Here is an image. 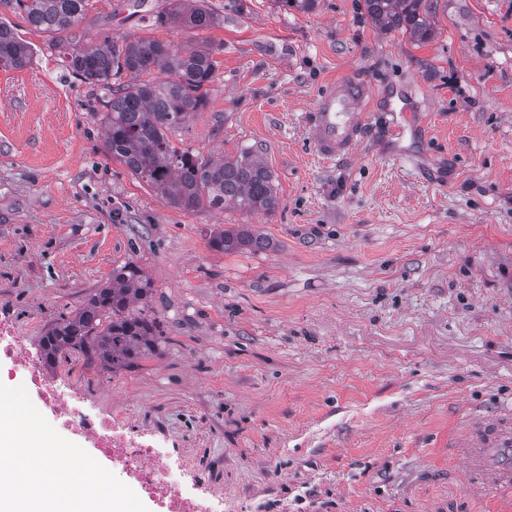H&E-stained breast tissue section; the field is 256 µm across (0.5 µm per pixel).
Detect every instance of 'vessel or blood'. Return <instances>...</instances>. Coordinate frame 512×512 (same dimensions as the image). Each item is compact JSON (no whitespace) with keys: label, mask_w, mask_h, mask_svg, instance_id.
<instances>
[{"label":"vessel or blood","mask_w":512,"mask_h":512,"mask_svg":"<svg viewBox=\"0 0 512 512\" xmlns=\"http://www.w3.org/2000/svg\"><path fill=\"white\" fill-rule=\"evenodd\" d=\"M367 96L364 85L344 83L317 98L309 126L312 144L321 159L333 162L352 153L362 131V116L357 108ZM467 443L481 452L496 449L498 475L503 482L512 481V426L487 422L470 433Z\"/></svg>","instance_id":"b4317fda"}]
</instances>
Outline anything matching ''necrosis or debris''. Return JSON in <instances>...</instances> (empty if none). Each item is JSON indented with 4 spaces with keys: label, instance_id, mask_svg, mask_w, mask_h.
<instances>
[{
    "label": "necrosis or debris",
    "instance_id": "necrosis-or-debris-1",
    "mask_svg": "<svg viewBox=\"0 0 512 512\" xmlns=\"http://www.w3.org/2000/svg\"><path fill=\"white\" fill-rule=\"evenodd\" d=\"M19 382L55 420L85 441L136 483L139 494L157 512H218L224 497L216 490L187 491L182 475L170 464L156 441L132 432L123 421L89 409L84 400L62 390L38 360L26 355L21 339L0 325V380Z\"/></svg>",
    "mask_w": 512,
    "mask_h": 512
}]
</instances>
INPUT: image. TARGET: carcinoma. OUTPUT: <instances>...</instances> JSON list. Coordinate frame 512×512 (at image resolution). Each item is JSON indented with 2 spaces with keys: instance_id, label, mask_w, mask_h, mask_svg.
Here are the masks:
<instances>
[{
  "instance_id": "cac0c4a2",
  "label": "carcinoma",
  "mask_w": 512,
  "mask_h": 512,
  "mask_svg": "<svg viewBox=\"0 0 512 512\" xmlns=\"http://www.w3.org/2000/svg\"><path fill=\"white\" fill-rule=\"evenodd\" d=\"M91 0H0L32 27L61 34L82 22ZM427 0H364L371 21L385 31L400 30L425 42L434 35ZM163 25L208 29L216 18L204 0H172V7L158 17ZM33 50L14 28L0 21V67L21 69L32 60ZM73 74L106 90L102 104L106 129V153L132 175L154 188L170 204L192 213L207 205L222 209L232 202L247 212L272 214L279 201L270 170L245 151L214 163L175 149L168 131L208 104V86L217 61L208 48L179 52L157 39L107 43L92 50L67 54ZM156 72L168 79L143 80ZM138 77L123 84L121 76ZM212 246L226 252L252 246L261 249L266 240L241 228L224 229ZM150 292L141 269L132 262L112 270V283L98 288L86 304L59 315L40 338L45 362L54 365L68 352H80L88 360L115 370L145 359L155 350L157 324L133 311V304Z\"/></svg>"
}]
</instances>
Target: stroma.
<instances>
[{
    "instance_id": "35a3bbf8",
    "label": "stroma",
    "mask_w": 512,
    "mask_h": 512,
    "mask_svg": "<svg viewBox=\"0 0 512 512\" xmlns=\"http://www.w3.org/2000/svg\"><path fill=\"white\" fill-rule=\"evenodd\" d=\"M435 34L381 31L363 0L313 11L206 0V30L156 24L170 0H91L60 40L0 68V323L40 355L59 314L135 263L155 353L53 375L224 495L223 512H512V485L464 446L512 416V0H428ZM150 38L213 49L204 111L170 133L219 161L251 150L278 210L187 213L111 160L102 87L73 46ZM375 101L327 163L309 117L331 83ZM247 224L267 248L225 252ZM212 246L225 252H231L248 246L261 249L265 248L267 243L261 235L254 236L249 230L241 228L221 230L213 238Z\"/></svg>"
}]
</instances>
